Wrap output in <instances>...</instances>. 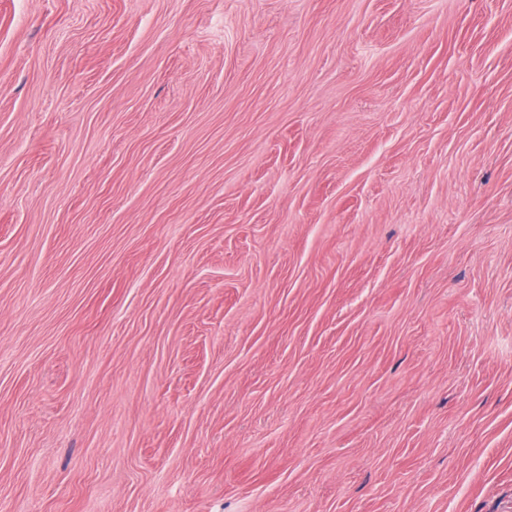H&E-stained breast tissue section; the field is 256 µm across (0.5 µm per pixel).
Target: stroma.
<instances>
[{
	"instance_id": "obj_1",
	"label": "stroma",
	"mask_w": 512,
	"mask_h": 512,
	"mask_svg": "<svg viewBox=\"0 0 512 512\" xmlns=\"http://www.w3.org/2000/svg\"><path fill=\"white\" fill-rule=\"evenodd\" d=\"M0 512H512V0H0Z\"/></svg>"
}]
</instances>
